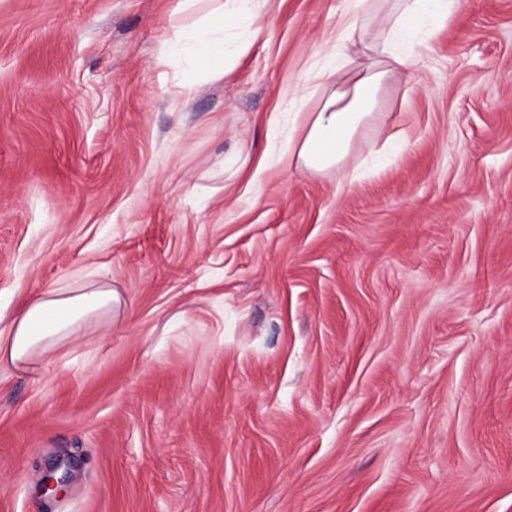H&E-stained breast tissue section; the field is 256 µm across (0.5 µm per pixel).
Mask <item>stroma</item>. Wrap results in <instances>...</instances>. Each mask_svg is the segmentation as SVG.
<instances>
[{"label":"stroma","mask_w":512,"mask_h":512,"mask_svg":"<svg viewBox=\"0 0 512 512\" xmlns=\"http://www.w3.org/2000/svg\"><path fill=\"white\" fill-rule=\"evenodd\" d=\"M346 7L269 0L216 78L182 0H0V330L119 296L0 361V512H512V0L391 72L387 169L252 183ZM118 301L112 289L98 288L66 297L33 296L13 326L10 336H0V359L15 366L26 363L38 351L72 336L77 326ZM69 481L68 473L65 471L59 474V467H56L44 473L41 490L50 497H59L68 488Z\"/></svg>","instance_id":"1"}]
</instances>
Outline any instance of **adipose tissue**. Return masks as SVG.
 <instances>
[{
	"label": "adipose tissue",
	"instance_id": "1",
	"mask_svg": "<svg viewBox=\"0 0 512 512\" xmlns=\"http://www.w3.org/2000/svg\"><path fill=\"white\" fill-rule=\"evenodd\" d=\"M396 9L382 17L383 47L392 61L400 66L410 63L420 44L423 29H434L449 21L465 8V0H395ZM370 0H348L345 16L337 33L322 45L325 66L321 79L337 73L336 51L352 38H367L368 21L373 18ZM220 29L207 23L181 31L177 43L192 58L210 57L213 69L228 72L235 61L246 55L251 41L227 44ZM388 79L383 69H371L343 87L332 90L315 111L304 115V133L289 138L283 158L315 176L337 173L340 180L353 181L357 173L347 161L363 129L380 119L381 96ZM118 295L104 288L66 297L33 296L18 318L11 335L0 336V358L12 364L26 363L38 351L72 336L77 326L110 310Z\"/></svg>",
	"mask_w": 512,
	"mask_h": 512
}]
</instances>
